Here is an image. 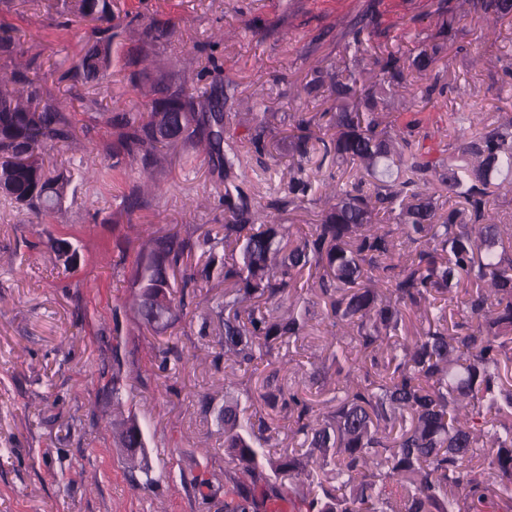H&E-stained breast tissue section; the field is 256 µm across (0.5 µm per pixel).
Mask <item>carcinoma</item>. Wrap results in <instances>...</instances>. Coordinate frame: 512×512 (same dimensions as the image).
I'll use <instances>...</instances> for the list:
<instances>
[{
	"instance_id": "obj_1",
	"label": "carcinoma",
	"mask_w": 512,
	"mask_h": 512,
	"mask_svg": "<svg viewBox=\"0 0 512 512\" xmlns=\"http://www.w3.org/2000/svg\"><path fill=\"white\" fill-rule=\"evenodd\" d=\"M112 2L51 0L57 15L92 25L95 37L59 81L112 76L121 35ZM468 6L487 22L488 39L498 22L512 18V0ZM435 14L439 30L413 58L378 54L383 31L368 10L346 36L369 60V76L343 59L313 66L295 98L323 88L331 105L288 114V195L256 206L241 195L226 203L222 231L155 235L136 252L133 285L156 297L150 305L139 299L147 325L182 313L198 279L215 277L224 285V300L212 307L224 329V356L248 365L256 352L307 335L309 307L276 316L266 305L282 301L313 267L325 317L361 353L331 354L336 377L346 382L332 412L315 410L298 387L260 394L265 408L292 419L297 448L256 447L255 432L224 404V484L234 495L225 512H262L271 497H298L305 512H486L504 494L512 501V423L503 422L512 418V224L496 222L489 208L496 191L512 192V118L489 123L476 112L448 114V144L439 157L417 139L421 119L389 120L391 99L415 96L416 73L429 76L423 101L443 96L434 68L449 49H464L454 41L452 0H439ZM144 37L125 61L133 89L149 84L144 100L133 111L99 113L115 135L104 148L110 168L125 162L147 173L161 150L203 144L212 170L232 180L224 106L236 100V87L221 81L217 64L203 88L180 81L176 70L152 78L150 50L169 29L149 27ZM18 54L13 32L0 28V58ZM68 111L26 67L0 76V198L38 219L62 209L73 180L46 159L47 148L76 138ZM278 135L263 118L249 142L262 156ZM355 163L366 175L343 181V166ZM324 169L336 191L312 232L298 236L272 213L304 209L309 171ZM439 189L455 203H440ZM381 215L396 228L379 223ZM197 253L206 258L199 274L190 265ZM384 341L386 352H376ZM313 484V496L304 494ZM390 487L404 494L394 498Z\"/></svg>"
}]
</instances>
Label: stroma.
Masks as SVG:
<instances>
[{"instance_id": "obj_1", "label": "stroma", "mask_w": 512, "mask_h": 512, "mask_svg": "<svg viewBox=\"0 0 512 512\" xmlns=\"http://www.w3.org/2000/svg\"><path fill=\"white\" fill-rule=\"evenodd\" d=\"M366 0H115L122 34L113 53L111 82L70 87L47 82L54 97L81 94L74 112L78 133L50 158L67 168L101 170L91 180L74 178L61 211L39 222L0 199V512H224L229 495L215 483L208 498L189 486L194 476L224 472V429L216 415L225 398L237 399L244 415L259 404L258 389L278 365L261 356L238 369L234 385L213 363L220 329L204 324L220 288L197 289L192 320L156 332L137 328L136 290L130 270H114L118 238L136 224L142 235L183 233L202 226L220 230L224 222V184L212 175L201 149H164L151 180L138 167L121 166L107 175L102 153L112 131L95 124L96 110L139 100L124 68L126 54L140 46L145 29L170 24L172 36L152 53L153 70H169L179 60L182 75L218 61L221 77L238 85V102L225 133L239 155L238 183L249 201L266 202L288 184L292 158L287 148L257 157L248 143L256 115L292 112L298 83L315 60L354 56L342 32ZM438 0H377L383 28L400 36L402 53L416 54L414 34L436 31ZM458 27L470 44L468 56L450 57L442 69L453 85L446 103L422 112L419 137L433 154L448 143V115L482 113L488 121L512 116V86L498 76L512 56V29L483 42L482 22L466 10ZM0 20L13 26L23 62L36 69L75 58L94 38L81 23L61 29L46 0H8ZM141 185L144 206L133 215L122 209V195ZM68 239L76 255L63 264L48 236ZM314 278L305 273L291 291L298 305H312L314 333L283 345L291 361L289 382L307 391L328 411L336 379L312 381L326 367L324 338L330 329L316 304ZM120 346L139 374H124L111 392L112 348ZM171 348L168 372H152L156 348ZM135 417L145 441L151 473L127 471L113 423Z\"/></svg>"}]
</instances>
